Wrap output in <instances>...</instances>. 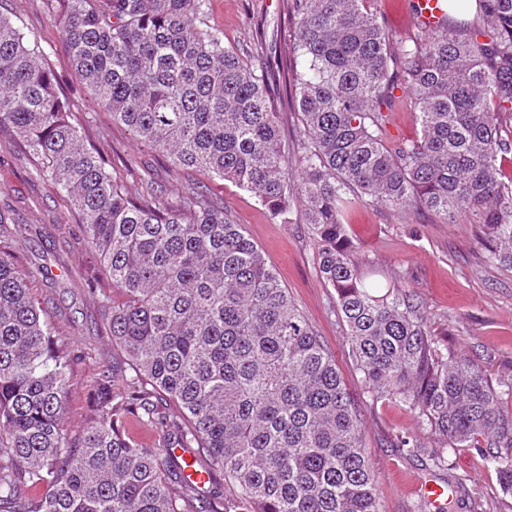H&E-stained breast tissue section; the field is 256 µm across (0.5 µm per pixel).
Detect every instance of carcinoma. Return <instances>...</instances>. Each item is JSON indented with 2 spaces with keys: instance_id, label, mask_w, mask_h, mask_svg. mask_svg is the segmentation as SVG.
<instances>
[{
  "instance_id": "obj_1",
  "label": "carcinoma",
  "mask_w": 512,
  "mask_h": 512,
  "mask_svg": "<svg viewBox=\"0 0 512 512\" xmlns=\"http://www.w3.org/2000/svg\"><path fill=\"white\" fill-rule=\"evenodd\" d=\"M70 64L112 120L198 169L253 192L275 216L299 203L336 294L352 356L379 398L409 406L444 450L481 437L512 450V386L448 359L396 282L365 283L343 216L371 203L403 220L474 218L485 259L512 271V0H448L442 24L390 33L370 0H286L288 102L303 140H282L279 64H253L205 23L208 0H49ZM411 93L420 134L388 141ZM10 128L80 215L86 249L121 295L97 298L112 346L132 366L100 394L78 438L64 394L74 353L59 343L3 244L0 213V512H383L362 421L336 362L243 225L215 194L134 195L73 122L59 75L0 14V128ZM301 171L290 176L287 160ZM133 417L163 445L124 432ZM173 448L196 449L201 489ZM224 477V483L215 477Z\"/></svg>"
}]
</instances>
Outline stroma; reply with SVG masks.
Here are the masks:
<instances>
[{"mask_svg":"<svg viewBox=\"0 0 512 512\" xmlns=\"http://www.w3.org/2000/svg\"><path fill=\"white\" fill-rule=\"evenodd\" d=\"M0 13L16 18L24 32L37 39L61 76V92L73 100L75 116L91 138L104 143L115 172L132 189L165 186L169 202L175 204L183 185L193 183L223 197L225 210L245 226L335 359L361 414L384 512H420L424 499L418 486L429 478L452 487L449 512H512V494H503L497 475L503 459L487 458L473 447H456L448 451L447 469L429 470L427 453L438 448L437 439L421 428L408 406L375 398L365 387L300 211H293L291 223L286 224L246 189L219 183L201 171H172L162 149L138 142L94 101L69 63L59 21L45 0H0ZM254 19L265 23V52L272 56L284 50L288 40L284 0H209L207 24L223 33L226 48L248 60L254 55L250 28ZM0 211L31 228L18 250L21 267L48 269L36 294L46 301L61 341L76 352L74 380L66 394V428L77 435L94 402L97 374L112 365V339L94 295L110 283L99 259L85 250L69 201L51 182L36 177L34 162L21 143L2 132ZM346 222L368 282L380 286L398 282L425 312L430 329L449 351L475 360L493 386L512 385V272L485 264L479 225L463 216L441 224L428 212L406 224L370 204L351 211ZM404 436L417 439L421 452L411 455L396 448L397 439Z\"/></svg>","mask_w":512,"mask_h":512,"instance_id":"stroma-1","label":"stroma"}]
</instances>
